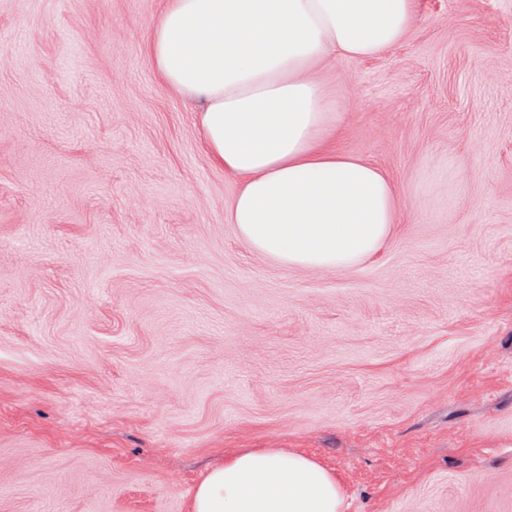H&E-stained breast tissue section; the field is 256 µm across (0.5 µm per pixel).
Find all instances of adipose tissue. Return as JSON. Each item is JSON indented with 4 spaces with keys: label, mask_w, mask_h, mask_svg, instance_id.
<instances>
[{
    "label": "adipose tissue",
    "mask_w": 512,
    "mask_h": 512,
    "mask_svg": "<svg viewBox=\"0 0 512 512\" xmlns=\"http://www.w3.org/2000/svg\"><path fill=\"white\" fill-rule=\"evenodd\" d=\"M414 22L415 0H167L149 55L195 112L207 152L239 180L229 221L255 251L346 270L392 234L391 181L329 145L341 114L318 68L378 56ZM191 512H344V496L303 455L247 448L208 472Z\"/></svg>",
    "instance_id": "1"
}]
</instances>
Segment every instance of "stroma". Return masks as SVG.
<instances>
[{
	"label": "stroma",
	"mask_w": 512,
	"mask_h": 512,
	"mask_svg": "<svg viewBox=\"0 0 512 512\" xmlns=\"http://www.w3.org/2000/svg\"><path fill=\"white\" fill-rule=\"evenodd\" d=\"M166 0H0V512H190L225 454L282 448L345 512H512V0H417L326 73L336 147L399 222L288 268L147 45ZM461 171L422 206L431 159Z\"/></svg>",
	"instance_id": "obj_1"
}]
</instances>
